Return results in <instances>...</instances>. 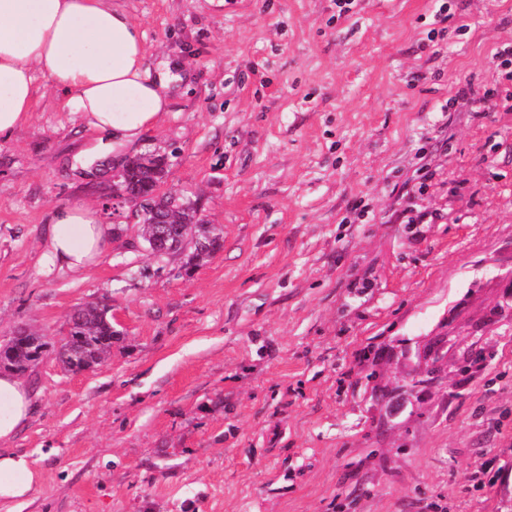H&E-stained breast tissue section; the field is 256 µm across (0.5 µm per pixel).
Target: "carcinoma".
<instances>
[{"instance_id": "cac0c4a2", "label": "carcinoma", "mask_w": 512, "mask_h": 512, "mask_svg": "<svg viewBox=\"0 0 512 512\" xmlns=\"http://www.w3.org/2000/svg\"><path fill=\"white\" fill-rule=\"evenodd\" d=\"M129 185L138 189L149 205V213L139 225V237L145 246H151L153 230L160 229L166 235V243L179 244L177 252L184 254L182 269L191 275L204 261L223 246V230L212 224L203 229L205 215L198 201L182 194H155V189L165 182L166 158L161 155L145 160L134 156L122 163ZM174 215L175 224L159 226L155 221ZM72 340L58 348L60 362L70 371H86L99 365L119 332L112 324L107 307L90 303L77 309L70 318ZM30 346L17 343L13 336L0 344L3 351L4 367L18 373H25L36 366L48 343L42 337L29 334Z\"/></svg>"}]
</instances>
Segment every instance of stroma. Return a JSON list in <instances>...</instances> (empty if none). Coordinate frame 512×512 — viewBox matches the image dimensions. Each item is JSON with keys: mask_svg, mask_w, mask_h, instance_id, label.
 Instances as JSON below:
<instances>
[{"mask_svg": "<svg viewBox=\"0 0 512 512\" xmlns=\"http://www.w3.org/2000/svg\"><path fill=\"white\" fill-rule=\"evenodd\" d=\"M147 65L180 61L170 162L222 248L192 277L124 226L75 276L54 210L104 205L94 135L37 77L0 138V340L45 336L10 447L41 480L17 512H512V321L432 384L512 298V0H120ZM429 215L406 223L398 213ZM111 305L105 361L63 368L70 315Z\"/></svg>", "mask_w": 512, "mask_h": 512, "instance_id": "35a3bbf8", "label": "stroma"}]
</instances>
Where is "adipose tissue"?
Masks as SVG:
<instances>
[{
  "mask_svg": "<svg viewBox=\"0 0 512 512\" xmlns=\"http://www.w3.org/2000/svg\"><path fill=\"white\" fill-rule=\"evenodd\" d=\"M39 74L105 151L133 144L169 111L174 77L150 75L144 35L116 0H0V136L29 118ZM52 224L50 259L72 274L98 264L112 237L85 203L55 209ZM32 410L25 385L0 374V512H15L38 480L35 460L5 446Z\"/></svg>",
  "mask_w": 512,
  "mask_h": 512,
  "instance_id": "adipose-tissue-1",
  "label": "adipose tissue"
}]
</instances>
